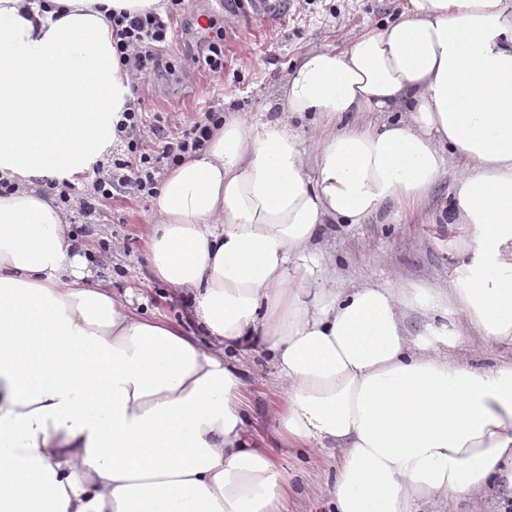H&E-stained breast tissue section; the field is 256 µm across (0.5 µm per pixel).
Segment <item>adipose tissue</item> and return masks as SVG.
<instances>
[{
  "label": "adipose tissue",
  "instance_id": "obj_1",
  "mask_svg": "<svg viewBox=\"0 0 512 512\" xmlns=\"http://www.w3.org/2000/svg\"><path fill=\"white\" fill-rule=\"evenodd\" d=\"M165 6L0 0V512H288L225 357L249 339L287 386L280 447L340 451L335 512L512 490V361L448 355L467 331L512 346V0H409L346 50L308 51L279 114L217 122L167 171L147 261L190 292L211 349L92 282L53 186L119 141L113 12ZM308 112L336 120L310 164L291 124ZM452 156L446 219L467 236L451 288L336 289L322 227L413 207ZM408 309L428 317L414 338Z\"/></svg>",
  "mask_w": 512,
  "mask_h": 512
}]
</instances>
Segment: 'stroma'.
Returning <instances> with one entry per match:
<instances>
[{
	"label": "stroma",
	"mask_w": 512,
	"mask_h": 512,
	"mask_svg": "<svg viewBox=\"0 0 512 512\" xmlns=\"http://www.w3.org/2000/svg\"><path fill=\"white\" fill-rule=\"evenodd\" d=\"M408 0H288L279 12L264 21L243 20L241 13L226 11L218 0H183L172 7L176 35L160 53L168 71L145 86L142 109L148 121H160L178 133L191 120L192 110L223 103L225 111L243 120L264 112L283 93L285 77L300 57L314 48L341 50L362 33L393 20ZM224 19V71L213 76L189 74L182 68L189 41L205 37L195 27L198 19ZM463 167L449 160L448 172L428 201L413 210L389 204L366 224H328L317 239L323 266L336 270V285L353 288L373 282L391 288L417 285L449 288L465 231L446 224L438 213L452 199ZM153 197L113 193L93 214L79 206L67 211L72 229L90 251L95 278L127 295L137 313L167 319L185 335L202 339L194 322L186 318L189 296L155 280L145 257L144 234L155 223ZM226 357L237 364L249 399L247 426L273 448L277 462L293 477L294 494L289 512H313L314 497L332 481L339 455L335 448H310L284 453L277 446L273 405L284 399L286 386L258 347L243 344L227 348ZM419 512H505L496 489L479 500L454 497L423 501Z\"/></svg>",
	"instance_id": "obj_1"
}]
</instances>
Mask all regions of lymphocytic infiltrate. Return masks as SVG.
Returning <instances> with one entry per match:
<instances>
[{
    "instance_id": "f902f5d3",
    "label": "lymphocytic infiltrate",
    "mask_w": 512,
    "mask_h": 512,
    "mask_svg": "<svg viewBox=\"0 0 512 512\" xmlns=\"http://www.w3.org/2000/svg\"><path fill=\"white\" fill-rule=\"evenodd\" d=\"M207 29L211 38L206 49L187 54L184 64L195 71H223L224 25L212 18ZM112 32L120 59L131 70L133 106L124 111L119 124L127 141V152L94 168L89 188L77 200L85 212L92 210L94 201L110 198L118 189L157 195L158 170L176 164L182 155L201 150L210 136L211 125L224 116L223 105L208 107L175 135L165 126L146 125L140 109L143 86L148 75L160 71L158 49L174 37L173 17L168 13L122 11L112 16Z\"/></svg>"
}]
</instances>
